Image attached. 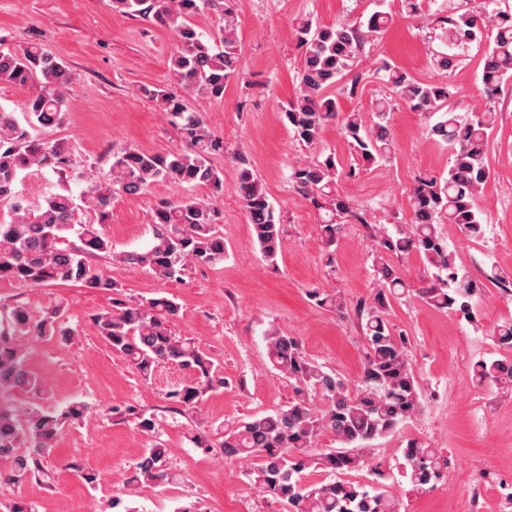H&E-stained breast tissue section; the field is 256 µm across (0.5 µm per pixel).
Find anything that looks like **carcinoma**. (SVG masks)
Returning <instances> with one entry per match:
<instances>
[{
	"instance_id": "carcinoma-1",
	"label": "carcinoma",
	"mask_w": 512,
	"mask_h": 512,
	"mask_svg": "<svg viewBox=\"0 0 512 512\" xmlns=\"http://www.w3.org/2000/svg\"><path fill=\"white\" fill-rule=\"evenodd\" d=\"M110 2L116 12L153 20L175 34L178 47L169 59L172 80L144 93L176 128L186 147L163 154L128 147L113 154L111 177L89 187L83 195L84 203L97 215L95 224L75 220L76 203L66 190L36 205L14 202L11 221L0 224V280L22 287L72 282L112 293V308L92 318L97 334L144 382L165 364L188 371L189 379L171 390L168 399L174 410L193 414L203 397L223 389L226 381L205 350L173 330L180 306L165 296H124L122 285L93 268L89 258L111 255L112 246L102 226L108 223L116 190L139 195L160 180L178 186H206L216 192L222 189L223 179L212 160L224 155V138L209 129L204 113L191 107L189 100H221L228 82L242 77L239 22L231 0ZM384 4L385 0H377L379 9L355 22L321 24L310 16L294 21L300 49L299 91L284 117L298 141L317 145L325 127L337 122L363 161L375 164L391 158L393 144L387 126L391 99L381 97L372 103L376 121L369 128L360 113L342 110L335 92L336 84L362 57L366 46L392 24L394 17L382 9ZM204 12L217 14L221 21L211 33L199 30L192 22ZM439 23L449 52L437 55L438 68H452L473 42L486 36L489 49L481 75L484 95H496L512 79V6L508 0H483L478 13L450 10ZM380 70L397 98L417 110L438 115L430 134L451 151L447 175L422 178L414 184L410 230L396 236L381 231L376 237L383 253L419 254L434 269L432 278L412 291L390 264L383 261L375 266L382 286L360 309L367 351L359 383L353 385L315 363L296 337L270 331L265 336L269 363L294 388L288 405L225 426L216 445L201 431L191 436L195 447L217 446L230 460H259L247 476L265 495L288 506V512H400L399 503L384 490L385 474L371 467V443L420 412L421 385L406 354V339L392 332L390 298L412 291L429 305L450 310L472 323L484 292L482 281L457 267L437 225L454 224L470 238L483 233L485 218L477 199L490 177L487 155L495 113L485 108L462 115L451 104L455 95L451 85L420 82L388 63ZM38 75L42 81L22 108L24 120L0 108L1 200L16 197L15 185L24 171L49 168L62 176L72 169L69 146L37 142L29 132L36 125L50 127L61 122L60 106L71 84L66 62L37 43L27 44L19 53L0 52V83L27 86ZM340 176L332 153L293 169L291 174L294 189L324 212L320 228L329 248L336 244L343 221L362 220L348 199L338 193ZM238 190L255 241L265 260L273 264L283 240L275 208L244 165L239 170ZM220 218L221 211L214 204L188 197L161 201L150 213L152 242L143 251L124 254L122 261L146 268L165 282L183 281L193 268L224 260V238L216 230ZM72 234L79 241L75 246L68 243ZM308 297L320 307H343L335 295L322 288L309 290ZM62 318L59 306L38 317L21 304L0 308V394L16 389L40 397L46 392L41 377L26 365L27 339L59 336L67 341L74 331L59 328ZM493 339L500 348L512 351V320L499 324ZM472 373L479 387L512 386V358L478 360ZM129 416L141 433L158 430L152 414L129 407L122 418ZM89 417V407L81 402L58 412L45 411L36 403L17 409L0 405V471L16 482L36 475L64 424ZM326 432L334 434L344 447H318ZM167 454L160 441L144 449L132 465L127 483L138 487L174 479L167 472ZM403 458L402 477L415 491L427 489L448 469L447 457L417 440L408 441ZM309 468L326 472L332 480L305 484ZM369 468L374 475L371 485L342 479L345 474Z\"/></svg>"
}]
</instances>
